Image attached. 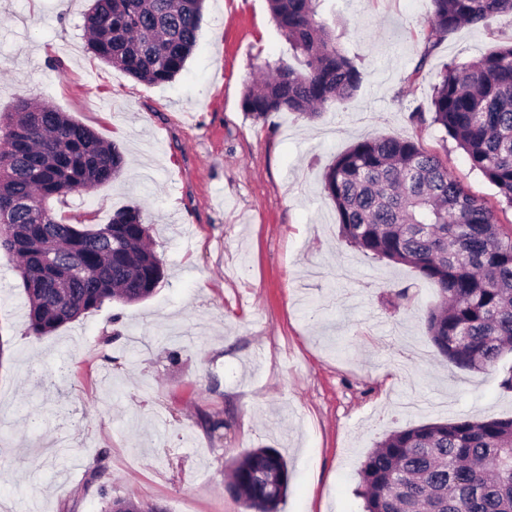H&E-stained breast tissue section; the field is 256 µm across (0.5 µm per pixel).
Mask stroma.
Masks as SVG:
<instances>
[{"mask_svg": "<svg viewBox=\"0 0 512 512\" xmlns=\"http://www.w3.org/2000/svg\"><path fill=\"white\" fill-rule=\"evenodd\" d=\"M88 7L0 0V113L20 95L47 101L117 143L121 175L55 209L105 224L140 206L164 277L142 302L105 303L37 338L0 258V512H103L114 499L246 512L226 475L262 447L288 464L278 512H363L360 466L390 432L512 417L501 385L512 353L484 373L448 365L424 326L436 289L348 244L322 189L354 144L417 136L511 230L512 208L463 150L409 114L448 64L512 42V15L460 28L427 56L430 0H336L329 23L360 87L312 120L257 121L247 86L292 58L267 0H206L185 69L162 85L94 56Z\"/></svg>", "mask_w": 512, "mask_h": 512, "instance_id": "35a3bbf8", "label": "stroma"}]
</instances>
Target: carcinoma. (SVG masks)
Returning <instances> with one entry per match:
<instances>
[{"label": "carcinoma", "instance_id": "obj_1", "mask_svg": "<svg viewBox=\"0 0 512 512\" xmlns=\"http://www.w3.org/2000/svg\"><path fill=\"white\" fill-rule=\"evenodd\" d=\"M205 0H93L88 46L104 63L151 85L173 81L196 45ZM296 64L279 62L244 93L256 120L273 112L314 118L352 98L356 57L321 15L328 0H268ZM417 75L431 51L462 26L512 15V0H431ZM411 123L441 128L512 207V44L446 67ZM114 142L48 103L19 96L0 115V257L16 264L34 336L48 335L107 301L149 297L164 271L142 211L107 224H70L52 202L118 177ZM340 233L363 252L416 268L440 297L425 318L438 353L473 371L512 351V231L496 210L414 138L363 140L325 170ZM364 512H512V418L433 422L394 431L359 470ZM289 483L274 448L234 460L228 487L248 512H277Z\"/></svg>", "mask_w": 512, "mask_h": 512}]
</instances>
